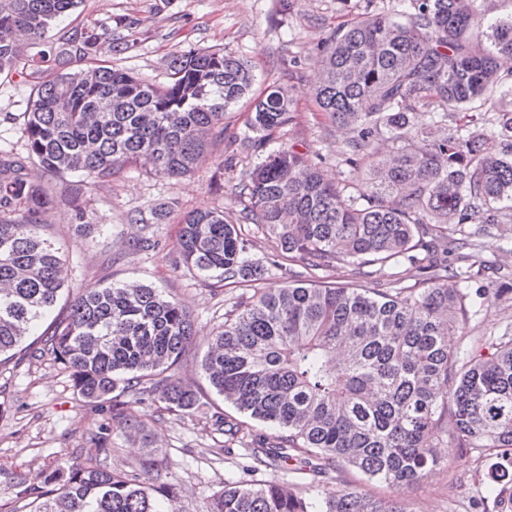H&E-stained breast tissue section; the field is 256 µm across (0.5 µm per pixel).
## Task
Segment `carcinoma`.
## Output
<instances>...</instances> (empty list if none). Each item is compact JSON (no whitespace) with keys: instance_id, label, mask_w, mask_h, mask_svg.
I'll list each match as a JSON object with an SVG mask.
<instances>
[{"instance_id":"carcinoma-1","label":"carcinoma","mask_w":512,"mask_h":512,"mask_svg":"<svg viewBox=\"0 0 512 512\" xmlns=\"http://www.w3.org/2000/svg\"><path fill=\"white\" fill-rule=\"evenodd\" d=\"M488 0H368L349 27L317 48L315 101L331 125L349 131L348 176L325 181L307 154L281 145L261 158L238 195L242 232L219 208L181 219L179 257L221 286L260 281L276 270L317 278L344 262L422 273L385 288L293 283L256 292L224 313L201 369L215 392L272 433L251 438L259 465L288 462L322 483L308 498L294 484L224 481L206 512H408L399 501L344 483L353 468L367 480L414 485L439 465L448 418L456 445L498 459L500 485L475 512H512V330L461 354L448 338L467 305L488 308L512 293V271L469 292L489 269L456 254L467 240L512 223V111L494 97L512 92V14L488 17ZM76 0H0V74L17 70L24 40L45 36ZM103 34L83 28L52 53L53 76L30 65L22 112L24 153L0 150V357L20 346L66 288L67 257L43 233V215L65 203L86 223L94 187L148 157L150 173L173 179L198 170L224 141V112L254 75L222 48L193 49L167 62L155 84L97 59ZM74 62L82 63L77 70ZM419 107H432L430 123ZM468 112L461 122L456 115ZM293 120L279 89L255 99L240 144L258 152ZM37 163L79 180L59 188L28 181ZM273 240L261 258L252 239ZM300 266L297 272L294 266ZM195 319L177 298L137 284L91 287L49 324L44 352L69 373L74 390L107 402V422L91 433L85 462H58L39 486L23 473L7 490L33 512H178L180 487L162 474L149 426L132 400L159 394L168 411L197 415L238 440L233 424L191 389L166 384L191 341ZM134 437L149 456L127 473L100 457L113 437Z\"/></svg>"}]
</instances>
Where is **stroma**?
Returning <instances> with one entry per match:
<instances>
[{
	"label": "stroma",
	"instance_id": "obj_1",
	"mask_svg": "<svg viewBox=\"0 0 512 512\" xmlns=\"http://www.w3.org/2000/svg\"><path fill=\"white\" fill-rule=\"evenodd\" d=\"M365 6L366 0H80L46 37L52 41L82 27L99 28L113 43L112 48H100L99 58L155 83L166 81L172 55L193 48H223L248 61L255 93L275 86L291 93L294 120L283 129L281 142L312 157L323 155L325 176L336 180L348 173L341 163L348 133L332 127L316 109L313 57L318 45L356 20ZM29 90L18 74L0 75L1 149H23L20 115ZM257 158V152L221 143L199 171L178 179H159L145 166L132 167L96 188L84 230L72 224L64 204L55 205L45 217L46 232L69 256L67 288L56 313H65L85 289L116 282L149 284L180 299L194 314V336L169 370V380L208 398L227 419L254 435L266 432V425L244 420L218 396L201 363L233 302L258 288L284 287L286 280L271 275L253 287H215L181 264L177 238L181 215L193 209L220 206L228 220L237 221L242 208L237 187ZM161 203L172 208L169 220L150 223L151 208ZM140 237L157 240V248L133 249V241ZM508 326L512 300L469 315L452 344L465 350ZM40 346V336L28 337L14 356L0 361V402L8 409L0 419V472H22L34 484L55 462L74 460L79 449L87 448L89 432L104 418L98 404L74 392L51 356H36ZM132 411L153 430L163 470L181 487L182 512H205L225 480L239 478L248 464L243 447L225 452L222 434L194 416L165 411L158 397L134 403ZM438 455L441 465L413 486L369 482L353 470L344 478L367 495L400 500L409 512H472L471 502L483 491L493 459L464 453L449 433Z\"/></svg>",
	"mask_w": 512,
	"mask_h": 512
}]
</instances>
